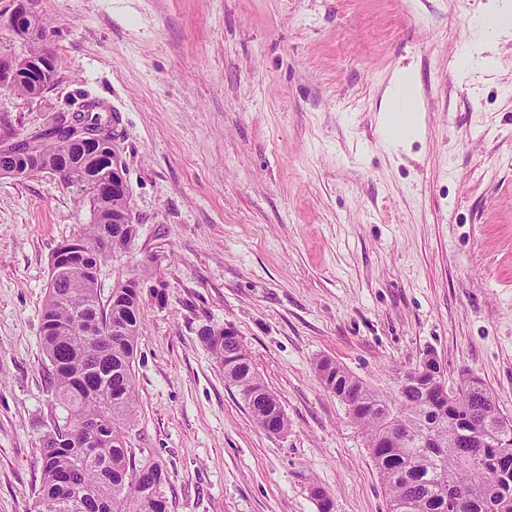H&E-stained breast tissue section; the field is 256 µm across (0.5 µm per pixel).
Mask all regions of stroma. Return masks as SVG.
Segmentation results:
<instances>
[{
	"mask_svg": "<svg viewBox=\"0 0 512 512\" xmlns=\"http://www.w3.org/2000/svg\"><path fill=\"white\" fill-rule=\"evenodd\" d=\"M494 0H36L56 79L0 84V137L111 119L136 237L101 265L139 278L136 416L167 512H387L331 360L383 394L435 353L512 417V37L475 43ZM420 97L400 145L396 77ZM79 186L0 179V512H30L63 418L40 344L52 252L90 221ZM232 326L288 418L258 428L201 341Z\"/></svg>",
	"mask_w": 512,
	"mask_h": 512,
	"instance_id": "obj_1",
	"label": "stroma"
}]
</instances>
